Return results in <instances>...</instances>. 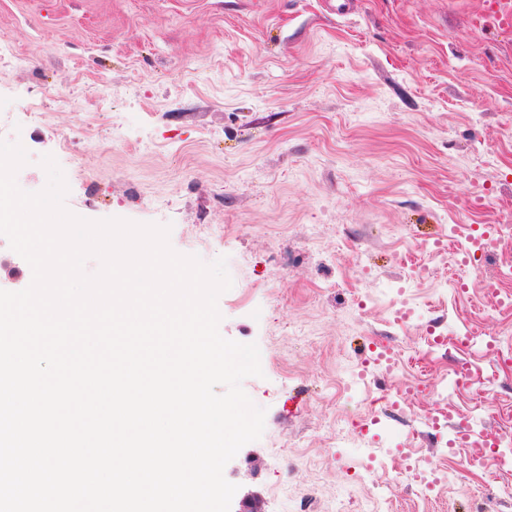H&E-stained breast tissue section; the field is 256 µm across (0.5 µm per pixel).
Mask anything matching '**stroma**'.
Listing matches in <instances>:
<instances>
[{
	"mask_svg": "<svg viewBox=\"0 0 512 512\" xmlns=\"http://www.w3.org/2000/svg\"><path fill=\"white\" fill-rule=\"evenodd\" d=\"M483 0H0V45L27 59L0 67V139L29 161L41 191L53 155L64 205L89 220L170 226L171 247L227 260L224 338L257 344L262 377L243 380L266 411L260 439L224 468L264 512H328L360 447L386 449L372 481L389 512H495L512 454L470 467L423 420L449 391L455 358L474 391L451 405L474 438L512 416V310L483 304L482 283L512 289V239L490 248L464 289L454 261L429 259L512 213V31L475 26ZM50 123L27 114L29 101ZM83 130L81 156L59 134ZM407 286L437 322L401 328L386 309ZM446 338L433 345L431 335ZM469 336L462 350L449 341ZM394 347L403 371L374 374L373 395L421 381L409 425L389 418L337 447L348 408L339 366ZM459 470L431 504L404 473L407 446Z\"/></svg>",
	"mask_w": 512,
	"mask_h": 512,
	"instance_id": "35a3bbf8",
	"label": "stroma"
}]
</instances>
